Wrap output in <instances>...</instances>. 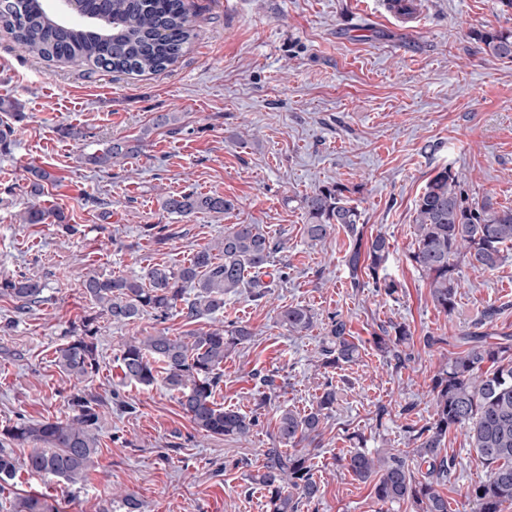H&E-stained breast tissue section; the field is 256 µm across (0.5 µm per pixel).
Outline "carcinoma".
Wrapping results in <instances>:
<instances>
[{"mask_svg":"<svg viewBox=\"0 0 512 512\" xmlns=\"http://www.w3.org/2000/svg\"><path fill=\"white\" fill-rule=\"evenodd\" d=\"M82 10L87 15L85 25L63 26L55 23L44 0H6L0 7V23L12 31L21 49L33 56L128 74L165 70L197 37L182 0H83ZM474 36L486 53L512 60V30L476 32ZM142 147L141 137L114 139L87 161L106 168L120 158L138 156ZM48 181L49 173L32 171L29 195H42ZM346 192V187L336 183L302 197L304 233L317 243L336 229H344L352 241L345 263L353 287L360 288L369 279L378 292L391 296L398 289L386 273L391 243L381 233L364 238L361 212ZM161 207L186 218L222 214L233 204L220 195L186 190L167 196ZM413 230L411 258L427 280L435 307L448 314L455 308L460 261L491 273L506 259L505 249L512 248V207L500 206L488 196L468 201L459 190L458 175L445 167L426 183L415 201ZM279 249L280 242L262 225L232 224L224 230V239L197 251L189 263L179 267H154L142 278L86 276L81 288L98 311L64 331L63 343L55 350V365L79 383L99 372L97 320L101 317L115 324L134 323L146 315L164 321L177 310L194 322L224 311V297L245 289L256 299L264 298L275 281L288 277L281 269L269 271L271 258ZM44 288L29 277L0 279V296L14 300L19 311L42 302ZM314 319L306 306L290 305L279 312L280 324L291 335H305L314 327ZM251 338L247 327L231 322L187 338L160 332L129 341L117 357L121 379L140 386L162 381L180 392L181 409L196 429L246 438L259 416L219 407L214 396L222 382L224 358ZM413 343V333L404 324H393L375 337L377 349L398 365ZM464 344L466 348L452 353L432 378L434 418L419 430L409 429L412 449L377 456L353 450L339 458L356 480L373 484L377 501L409 503L414 512H448V498L439 487L450 480L456 462L441 456V448L449 429L463 427L470 453L484 469V477L468 493L473 512H503L504 505L512 504V338L488 343L486 336L472 334L464 337ZM320 356L326 368L353 362L359 356V345L347 322L337 314L324 328ZM336 401V386L328 381L309 410L279 409L275 440L285 446L314 442L322 435ZM70 406L73 415L66 420L20 419L0 430L1 483L13 479L18 469L8 445L29 442L38 447L24 460L26 471L71 484L88 479L99 448L97 403L78 389L71 395ZM263 456L251 480L270 494V512H297L299 501L319 497L320 485L309 452L268 448ZM11 509L57 512V507L39 494L16 499Z\"/></svg>","mask_w":512,"mask_h":512,"instance_id":"obj_1","label":"carcinoma"}]
</instances>
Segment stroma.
Listing matches in <instances>:
<instances>
[{
	"label": "stroma",
	"mask_w": 512,
	"mask_h": 512,
	"mask_svg": "<svg viewBox=\"0 0 512 512\" xmlns=\"http://www.w3.org/2000/svg\"><path fill=\"white\" fill-rule=\"evenodd\" d=\"M417 4L403 20L387 0H183L196 39L167 69L141 75L89 74L34 57L0 26V98L19 110L0 112V130L12 131L0 147V278L23 274L46 285L44 302L22 313L0 297V427L68 418L79 387L98 403L100 441L88 481L67 486L22 469L0 502L38 493L59 512H125L130 494L142 512H266L267 493L250 475L275 445V410H309L329 381L338 401L314 451L321 495L298 512H412L378 502L338 457L360 444L372 453L407 448L408 428L433 420L431 379L458 338L477 326L512 336V257L491 274L463 267L450 315L434 306L411 259L415 201L442 168L458 173L466 197L512 205V60L486 54L472 37L512 29V9L500 0ZM157 112L180 113L182 132L150 129ZM140 135V156L105 169L87 163L107 141ZM33 167L52 176L35 199L27 194ZM336 182L366 234L389 238L394 297L352 287L343 230L317 245L305 236L301 197ZM189 189L223 195L234 208L188 218L162 210L165 196ZM33 203L62 212L77 234L21 223ZM241 223L263 225L281 242L274 261L288 272L261 300L226 298L220 315L253 337L225 359L216 402L249 413L263 375L282 384L248 439L203 435L183 415L178 391L120 378L121 343L162 330L186 337L208 330L209 318L100 319L98 374L78 386L58 369L63 331L94 310L80 287L86 274L179 266ZM146 224L167 225L165 244L148 240ZM296 304L316 316L309 335H288L277 322L280 307ZM490 305L499 315L480 325ZM334 314L360 357L326 369L318 349ZM394 323L416 338L400 365L372 342ZM427 336L438 344L425 346ZM122 401L135 413L120 411ZM468 448L464 431L450 429L442 453L458 467L442 488L448 512H471L466 494L483 475Z\"/></svg>",
	"instance_id": "stroma-1"
}]
</instances>
